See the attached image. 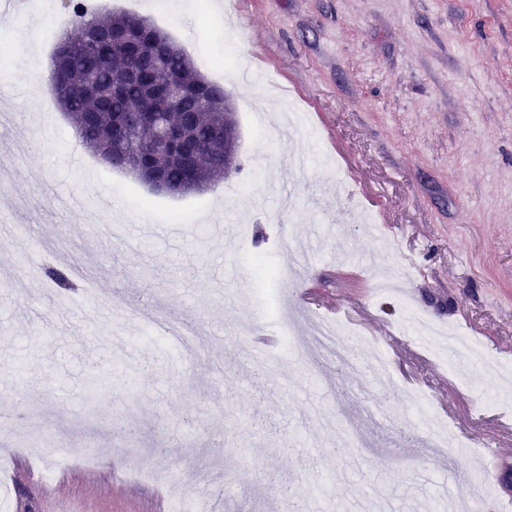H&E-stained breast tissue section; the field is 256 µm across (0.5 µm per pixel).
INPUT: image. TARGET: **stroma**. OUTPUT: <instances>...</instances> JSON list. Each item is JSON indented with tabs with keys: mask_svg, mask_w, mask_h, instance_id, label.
I'll use <instances>...</instances> for the list:
<instances>
[{
	"mask_svg": "<svg viewBox=\"0 0 512 512\" xmlns=\"http://www.w3.org/2000/svg\"><path fill=\"white\" fill-rule=\"evenodd\" d=\"M26 18L0 10V38L26 42L64 0H32ZM214 0H95L149 17L198 71L224 85L239 122V158L260 167L249 194L227 205L243 173L200 193L152 192L103 166L78 142L30 53L0 52L12 97L0 122L9 204L0 226L22 225L43 265L73 257L75 291L25 281L0 239V415L19 414L7 512H161L162 485L189 501L222 495L228 512H284L286 491L306 512H434L451 494L449 470L477 458L434 454L405 398L463 441L493 442L512 457V398L492 373L451 369L440 347L406 328L409 311L452 325L512 366V0H249L233 23ZM291 101L315 137L279 128ZM131 234L153 229L147 251L112 235L101 202ZM369 206L380 236L410 264L407 293L376 291L377 238L356 222ZM248 227L250 242L216 239L205 221ZM99 227V244L79 233ZM267 257L287 290L269 309L248 256ZM198 327L206 358L187 362L131 315ZM322 316L355 329L389 362L385 384L334 362L312 366L307 323ZM263 384L241 370L254 347ZM384 412V425L366 418ZM344 418L380 451L338 446ZM55 455L92 445L38 479L30 442Z\"/></svg>",
	"mask_w": 512,
	"mask_h": 512,
	"instance_id": "1",
	"label": "stroma"
}]
</instances>
